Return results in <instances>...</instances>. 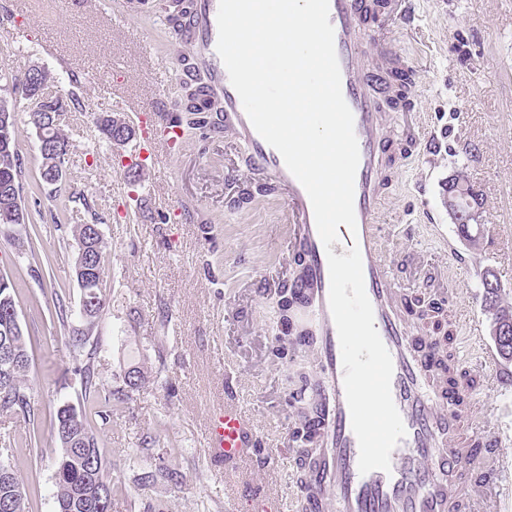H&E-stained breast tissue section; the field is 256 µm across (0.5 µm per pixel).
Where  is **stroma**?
I'll list each match as a JSON object with an SVG mask.
<instances>
[{
  "label": "stroma",
  "instance_id": "1",
  "mask_svg": "<svg viewBox=\"0 0 512 512\" xmlns=\"http://www.w3.org/2000/svg\"><path fill=\"white\" fill-rule=\"evenodd\" d=\"M72 2L67 12L58 0H34L32 12L0 25V71L43 65L55 90L82 105L60 118L71 147L66 180L57 186L41 179L26 101L15 110L21 197L39 243L35 255L23 254L0 233V272L15 284L20 323L32 341L39 418L48 421L80 390L53 299L62 297L78 313V246L70 223L58 216L62 201L81 192L94 202L109 245L98 323L101 377L119 389L129 368L145 376L103 434L122 488L112 512H130L134 501L161 512H262L271 495L281 512H299L300 473L288 438L299 424L292 396L301 382L294 363L272 353L274 337L286 331L278 290L294 272L284 202L277 193L256 194L243 208L230 206L258 181L248 174L244 151L218 129L183 136L169 155L142 167L134 165L131 147L102 142L92 117L114 108L139 137H162L153 111L174 110L183 88L164 82L155 67L156 58L173 52L157 0H104L98 11ZM410 3L411 23L395 27L392 39L411 75L410 102L424 139L392 175L381 221L398 224L399 233L386 246L400 260L395 277L407 300L439 299L446 291L439 314L450 331L446 351L474 381L477 414L495 409L503 427L512 428V363L490 377L469 331L470 319L490 322L485 270L496 273L502 300L512 306V263L501 258L512 253V0ZM113 14L125 15L124 28L113 26ZM231 170L237 181L227 179ZM459 170L484 198L476 248L459 237L444 202ZM228 397L258 427L260 454H279L265 478L229 483L223 467L209 462L205 417ZM150 433L174 449L186 475L181 487L142 486L143 468L129 456ZM58 448L43 430L38 451L20 464L32 512H55Z\"/></svg>",
  "mask_w": 512,
  "mask_h": 512
}]
</instances>
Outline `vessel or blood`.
Instances as JSON below:
<instances>
[{
  "label": "vessel or blood",
  "mask_w": 512,
  "mask_h": 512,
  "mask_svg": "<svg viewBox=\"0 0 512 512\" xmlns=\"http://www.w3.org/2000/svg\"><path fill=\"white\" fill-rule=\"evenodd\" d=\"M219 0H194L186 26L191 47L210 92L224 112V132L249 158L252 174L274 185L284 199L292 228L289 246L304 258L296 273L300 295L317 333L320 386L327 396L329 421L320 441L322 454L301 490L305 512H483L500 489L512 482V459L502 453L505 430L493 421L475 420L463 389L449 391L416 348L399 296L394 256L383 245L379 222L391 166L402 159L401 141L410 135L405 105L384 112L381 99L394 96L388 76L400 62L381 47L382 32L366 14L370 0H329L330 22L342 93L354 116L360 162L355 178L356 231L338 228V243L324 248L310 199L287 169L280 153L254 129L216 50ZM375 44L368 62L365 44ZM359 247L365 290L373 306L375 327L391 354V393L406 435L391 453V470L360 474L359 444L352 430L343 385L337 329L329 308L328 254ZM258 440L257 429L239 406L225 402L207 425V445L215 462L233 464L247 456Z\"/></svg>",
  "instance_id": "b4317fda"
}]
</instances>
